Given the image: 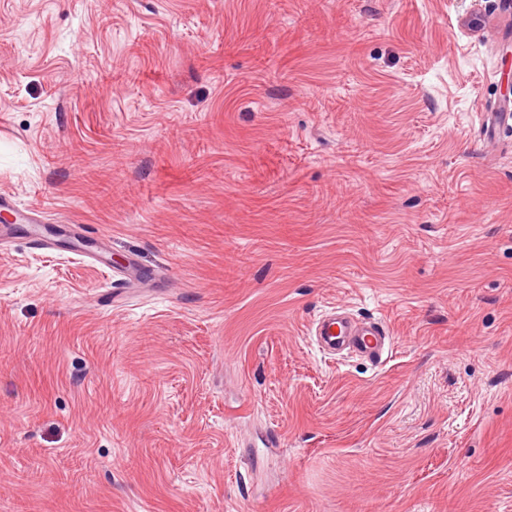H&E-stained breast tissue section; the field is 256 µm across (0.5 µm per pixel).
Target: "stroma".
Listing matches in <instances>:
<instances>
[{
	"instance_id": "35a3bbf8",
	"label": "stroma",
	"mask_w": 512,
	"mask_h": 512,
	"mask_svg": "<svg viewBox=\"0 0 512 512\" xmlns=\"http://www.w3.org/2000/svg\"><path fill=\"white\" fill-rule=\"evenodd\" d=\"M511 84L512 0H0V193L106 239L0 244V512H512ZM313 334L318 347L328 355L349 349L356 355L378 361L389 350L386 345L389 333L382 321L372 319L360 323L337 309L317 319Z\"/></svg>"
}]
</instances>
